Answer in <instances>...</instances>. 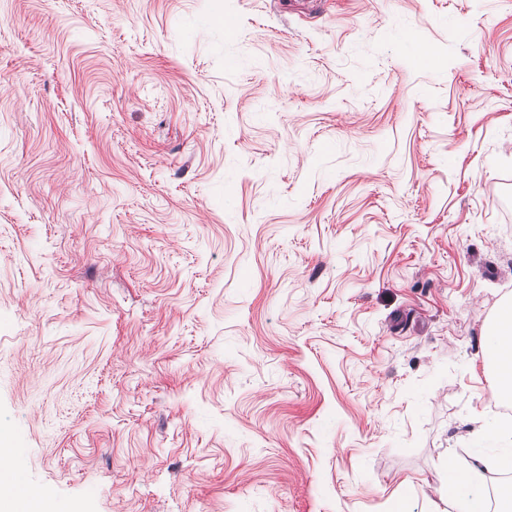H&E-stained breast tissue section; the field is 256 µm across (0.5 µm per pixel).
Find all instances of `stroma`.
Wrapping results in <instances>:
<instances>
[{"label":"stroma","mask_w":512,"mask_h":512,"mask_svg":"<svg viewBox=\"0 0 512 512\" xmlns=\"http://www.w3.org/2000/svg\"><path fill=\"white\" fill-rule=\"evenodd\" d=\"M511 299L512 0H0V439L49 512H454Z\"/></svg>","instance_id":"1"}]
</instances>
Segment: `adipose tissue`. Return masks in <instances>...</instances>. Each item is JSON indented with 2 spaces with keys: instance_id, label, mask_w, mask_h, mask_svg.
Here are the masks:
<instances>
[{
  "instance_id": "adipose-tissue-1",
  "label": "adipose tissue",
  "mask_w": 512,
  "mask_h": 512,
  "mask_svg": "<svg viewBox=\"0 0 512 512\" xmlns=\"http://www.w3.org/2000/svg\"><path fill=\"white\" fill-rule=\"evenodd\" d=\"M504 322L494 323L484 333L485 350L493 361L496 384L502 396L512 398V303L503 310ZM476 447L485 449L481 465L448 469V498L459 512H488L484 492L488 471L512 468V428L489 423L474 437Z\"/></svg>"
}]
</instances>
